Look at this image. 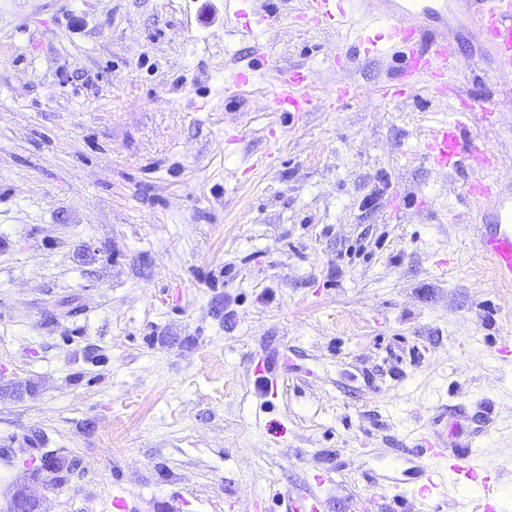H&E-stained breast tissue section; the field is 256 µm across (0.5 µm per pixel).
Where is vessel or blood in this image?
I'll return each instance as SVG.
<instances>
[{
    "label": "vessel or blood",
    "mask_w": 512,
    "mask_h": 512,
    "mask_svg": "<svg viewBox=\"0 0 512 512\" xmlns=\"http://www.w3.org/2000/svg\"><path fill=\"white\" fill-rule=\"evenodd\" d=\"M301 15L315 27L333 28L341 19L357 16L363 21L359 41L366 53L392 50L403 61L401 81L383 88L387 98L403 95V83L419 77L428 80L436 93L450 89V75L458 62L446 21L449 12L460 11L474 34L490 71L502 81L496 106H512V0H301ZM304 73L279 70L273 104L288 112L309 111L312 102L305 92ZM427 157L441 169L462 165L487 169L494 155L487 145L471 137L461 119L455 118L432 131L426 144ZM470 209L482 213L493 199L490 186L477 180L469 184ZM497 283L512 284V207H500L494 231L483 235L477 246ZM421 473L426 482L411 490L415 500L433 496L450 497L460 485L476 490L472 499L475 512H496L490 496L489 477L483 460L469 447L446 451L436 443L419 446Z\"/></svg>",
    "instance_id": "vessel-or-blood-1"
}]
</instances>
